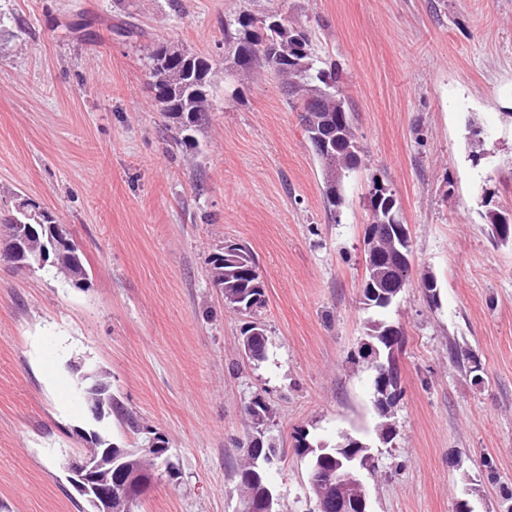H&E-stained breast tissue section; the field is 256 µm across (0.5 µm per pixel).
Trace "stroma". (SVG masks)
<instances>
[{
  "label": "stroma",
  "instance_id": "35a3bbf8",
  "mask_svg": "<svg viewBox=\"0 0 512 512\" xmlns=\"http://www.w3.org/2000/svg\"><path fill=\"white\" fill-rule=\"evenodd\" d=\"M279 10L335 63L364 148L329 218L316 156L277 78L225 73V29ZM168 43L212 65V110L176 144L149 85ZM392 189L413 266L383 317L405 331L390 442L378 438L375 373L356 353L368 185ZM69 227L88 273L76 286L0 265V503L79 512L63 471L90 426L140 445L118 418L91 424L68 367L163 435L176 467L139 512H243L233 444L245 408H271L267 467L281 512H313L295 438L369 449L368 512H512V0H0V216L17 197ZM253 253L266 302L224 304L209 255ZM266 333L248 359L241 332ZM483 366L477 384L461 362Z\"/></svg>",
  "mask_w": 512,
  "mask_h": 512
}]
</instances>
